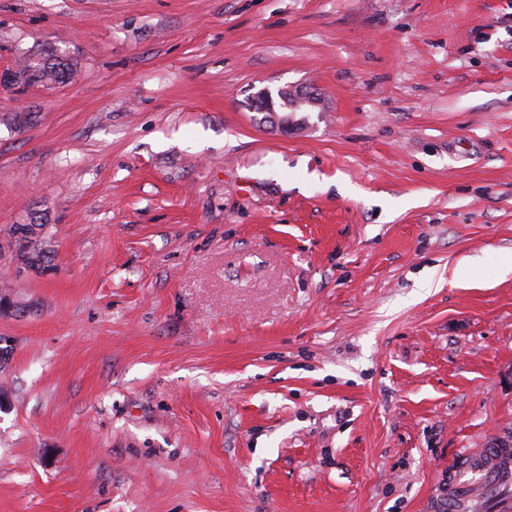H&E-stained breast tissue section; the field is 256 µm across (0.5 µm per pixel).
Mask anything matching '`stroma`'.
Listing matches in <instances>:
<instances>
[{
	"label": "stroma",
	"mask_w": 512,
	"mask_h": 512,
	"mask_svg": "<svg viewBox=\"0 0 512 512\" xmlns=\"http://www.w3.org/2000/svg\"><path fill=\"white\" fill-rule=\"evenodd\" d=\"M42 45L0 512H440L512 441V0H0V69ZM72 59L56 52H38L14 67L16 88H25L32 83L56 84L69 80L73 74ZM292 95L297 99L301 100L303 103H308L309 105L315 106L317 105L318 98L313 94L304 92L301 89L293 88V87H283L277 90L276 95L273 96L271 92L264 91L260 95L256 97L255 100L261 101V111L262 112H271V116L276 121L277 125L283 130L288 131V126L292 124L290 117L287 114L279 115L277 112H282L278 109H282L280 104L281 101L284 100L283 96ZM278 106V107H277ZM34 224L39 229L37 235L33 236L30 235L29 232L23 231L22 235H18V232L23 229L27 228L30 225ZM19 225V226H18ZM18 226V227H17ZM46 227V224H43L42 222H35L30 221L29 224H17L14 225L12 230V237L11 241L8 244V248L10 249L13 259L20 260V259H26L27 261H30L34 258L39 257L42 261L45 260L47 262L48 256H47V250L44 247V229ZM481 456L469 454L459 463L448 468V500L443 502V512H462L460 509L472 499L473 489L479 487L480 500L485 505L487 497L497 495L504 484L498 479V467L511 448L502 441H492ZM476 482V483H471Z\"/></svg>",
	"instance_id": "obj_1"
}]
</instances>
